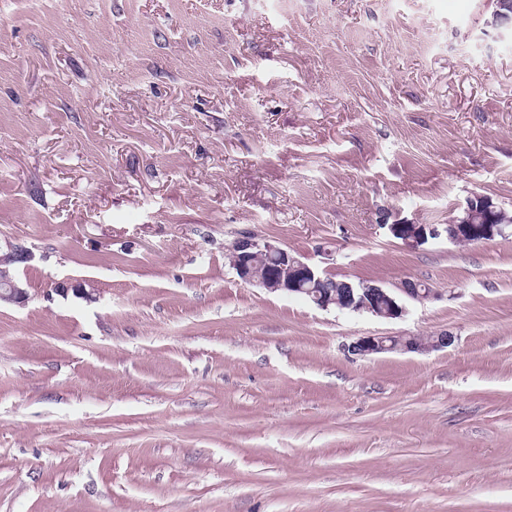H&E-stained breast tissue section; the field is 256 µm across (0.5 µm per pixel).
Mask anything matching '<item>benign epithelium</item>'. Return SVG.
Instances as JSON below:
<instances>
[{
	"instance_id": "1",
	"label": "benign epithelium",
	"mask_w": 512,
	"mask_h": 512,
	"mask_svg": "<svg viewBox=\"0 0 512 512\" xmlns=\"http://www.w3.org/2000/svg\"><path fill=\"white\" fill-rule=\"evenodd\" d=\"M482 201L481 213L473 206V200L466 202L459 222L449 225V242L456 244L467 238L478 243L504 235L507 225L485 223L484 213L495 208L492 199L484 196ZM387 228L392 236L416 244L439 236L436 224H409L404 219L394 220ZM233 250L237 255V272L243 281L269 292L299 293L324 310L333 307L382 319H398L406 312L405 300L421 302L431 295L429 289L415 288L408 280L395 289L366 282L347 289L339 297L327 295L318 289L321 273L316 267L265 239L243 236L233 244ZM32 259L33 254L27 247L15 245L8 253L0 255V264L11 261L20 266ZM25 300L26 292L13 280L0 289V301L23 303ZM453 342L454 336L447 333L430 336L425 341H416L411 336H362L347 346V352L357 357L392 352L427 353L448 347Z\"/></svg>"
}]
</instances>
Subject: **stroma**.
<instances>
[{"mask_svg": "<svg viewBox=\"0 0 512 512\" xmlns=\"http://www.w3.org/2000/svg\"><path fill=\"white\" fill-rule=\"evenodd\" d=\"M476 194L512 212L491 0H0V253L34 254L0 303V512H512V225L380 221ZM245 234L432 294L321 310L239 279ZM474 199H469L466 206L462 210V217L459 219L458 224L449 225L450 231L448 233V225L446 231L448 234V242L458 244L462 238H468L471 243H478L495 238L497 235H504L505 229L512 224V214H509L505 209L497 206L496 216L489 221L491 224H483L486 218L484 213L477 211L473 206V201L481 198L483 201L482 209L487 213H491L495 205L489 197L475 195ZM386 226L392 236L404 241L422 244L429 238H437L440 233L438 225L441 224H407L404 219H396L393 224H382ZM453 342L454 336L447 333L429 336L426 341H415L412 336H362L347 346V352L357 357L392 352L427 353L448 347Z\"/></svg>", "mask_w": 512, "mask_h": 512, "instance_id": "stroma-1", "label": "stroma"}]
</instances>
